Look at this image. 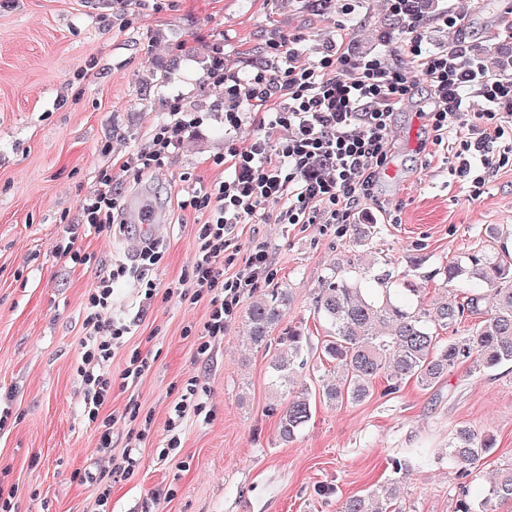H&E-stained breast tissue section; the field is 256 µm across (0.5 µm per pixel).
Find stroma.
<instances>
[{"instance_id":"obj_1","label":"stroma","mask_w":512,"mask_h":512,"mask_svg":"<svg viewBox=\"0 0 512 512\" xmlns=\"http://www.w3.org/2000/svg\"><path fill=\"white\" fill-rule=\"evenodd\" d=\"M481 0H432L425 16L433 43L461 45L512 64V34ZM460 27L442 31L443 10ZM349 33L355 52L378 50L398 61L405 37L381 0L345 14L321 0H0V404L11 415L0 429V487L15 488L13 512H337L338 498L359 494L390 474L389 460L414 448H444L458 426L490 430L494 452L478 465L470 491L482 490L512 462V365L484 376L457 369L428 390L414 382L360 404H317L311 422L291 443L278 436L269 388L270 352L248 344L246 312L274 288L288 291L284 325L303 326L312 348L303 378L324 374L317 349L329 332L313 296L328 268L353 257L337 224H244L241 245L265 243L270 279L241 300L222 336L199 353L209 300L164 298L187 276L201 219L181 209L188 193L224 178V97L200 76L214 43L224 62L249 76L272 29L300 36L315 56L333 25ZM425 85L396 113L384 172L359 216L376 225L369 244L377 273L408 277L433 297L439 268L468 253L512 249V165L489 171L479 197L458 177L454 149L419 151L427 136ZM195 113L167 168L121 171L120 154L147 148L174 110ZM112 175L116 225L95 232L81 204ZM152 203L162 227L163 258L153 273L158 293L145 299L136 281L115 284L108 315L131 325L110 371L117 416L109 457L83 415L84 389L76 366L85 340L88 295L112 264L127 260L136 239L130 207ZM507 240L488 237L489 226ZM76 229L90 254L80 265L57 245ZM151 367L134 382L121 377L132 352ZM202 410L183 424L173 459L160 460L168 419L188 382ZM152 418L133 473L112 479L107 507L78 472L99 474L121 458L138 423L124 420L128 403ZM462 481L442 465L412 467L406 477L408 512H454Z\"/></svg>"}]
</instances>
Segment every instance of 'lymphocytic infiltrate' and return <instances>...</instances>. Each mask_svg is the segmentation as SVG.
<instances>
[{"mask_svg":"<svg viewBox=\"0 0 512 512\" xmlns=\"http://www.w3.org/2000/svg\"><path fill=\"white\" fill-rule=\"evenodd\" d=\"M385 2L408 29L402 46L406 66L388 64L380 52L355 53L339 27L313 60H304L299 38L275 30L250 78L221 66L214 71L212 83L224 91L225 134L237 133L252 119L282 127L285 135L274 143L256 135L230 144L224 154L230 176L180 202L203 218L190 273L198 292L210 298L206 335H223L245 290L271 274L264 245L244 249L237 243L239 225L259 220L352 223L372 196L388 159L393 116L411 95L414 81L425 83L433 100L427 121L434 144L452 139L464 152L458 173L470 177L473 195H480L485 179L473 175L470 156L479 157L484 171L512 161L511 154L490 149L512 133V73H493L481 58L460 48H429L419 0ZM185 125L180 117L161 126L150 146L128 155L122 168H164ZM115 208L112 177L106 174L100 188L83 200V219L104 230L111 227ZM161 258L159 241L146 243L133 261L116 263L89 299L77 373L85 390L84 413L97 426L102 452L112 446L114 423L102 414L112 394L107 364L130 332L129 325L103 314L119 280H136L144 284L146 296H155L152 273Z\"/></svg>","mask_w":512,"mask_h":512,"instance_id":"f902f5d3","label":"lymphocytic infiltrate"}]
</instances>
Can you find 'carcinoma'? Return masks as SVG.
Listing matches in <instances>:
<instances>
[{"instance_id":"1","label":"carcinoma","mask_w":512,"mask_h":512,"mask_svg":"<svg viewBox=\"0 0 512 512\" xmlns=\"http://www.w3.org/2000/svg\"><path fill=\"white\" fill-rule=\"evenodd\" d=\"M353 241L366 243L377 234L373 224L350 225ZM373 266L359 260L352 272L329 268L314 297V312L330 326L320 354L333 380L297 384L307 365L306 336L290 327L277 338L271 356L270 384L277 402L279 436L294 441L313 417L316 404L331 407L361 403L374 394L377 379L385 378L383 394L391 395L402 383L428 389L460 366L471 376L512 364V257L507 252H474L441 267L444 296L431 303L422 289L407 281L395 288L386 275L371 273ZM471 285L459 299L452 286ZM288 308V292L275 288L249 306L250 336L258 347L270 349L271 333ZM481 318L474 328L459 330L470 317ZM448 330L451 336L444 338ZM496 437L489 431L456 428L448 447L435 456L426 448L411 455L420 466L446 465L461 479L475 473L476 464L491 455ZM391 478L363 493L340 501L339 512H404L402 475L407 458L390 459ZM512 502V463L496 472L481 495L465 489L456 499L455 512H496V505Z\"/></svg>"}]
</instances>
